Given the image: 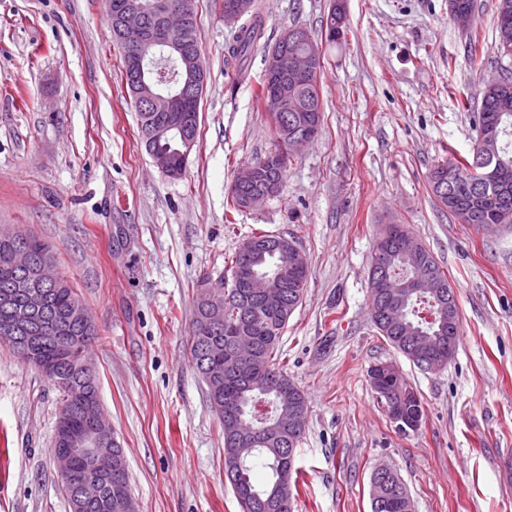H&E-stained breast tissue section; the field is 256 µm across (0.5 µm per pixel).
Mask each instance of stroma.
<instances>
[{
  "label": "stroma",
  "mask_w": 512,
  "mask_h": 512,
  "mask_svg": "<svg viewBox=\"0 0 512 512\" xmlns=\"http://www.w3.org/2000/svg\"><path fill=\"white\" fill-rule=\"evenodd\" d=\"M322 43L323 123L279 192L224 220L246 163L274 151L256 101L264 52L224 64L221 0H195L207 79L185 172L162 173L138 138L102 0H0V229L52 244L95 323L101 406L140 512H240L224 435L190 356L194 286L251 234L295 238L310 275L281 347L308 399L295 512H370L381 464L414 512H512V227L474 229L435 200L429 175L472 155L479 92L512 72L495 0L472 29L448 0H262L264 43L290 27ZM405 225L455 285L454 358L423 371L371 321L368 265L384 225ZM395 361L425 407L398 431L368 371ZM60 393L0 343V512H69L53 459Z\"/></svg>",
  "instance_id": "1"
}]
</instances>
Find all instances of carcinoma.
Segmentation results:
<instances>
[{
  "instance_id": "obj_1",
  "label": "carcinoma",
  "mask_w": 512,
  "mask_h": 512,
  "mask_svg": "<svg viewBox=\"0 0 512 512\" xmlns=\"http://www.w3.org/2000/svg\"><path fill=\"white\" fill-rule=\"evenodd\" d=\"M325 25L324 39L328 43H336L343 35L344 16L340 6H334ZM264 20L257 0H252V10L243 17L239 25L231 31L225 56V64L236 67L243 66L258 48L262 38ZM323 64L313 67L305 76L297 79V88L288 91V107L298 114H308L316 124L313 135H318L322 120V99L319 75ZM257 98L268 112L273 136L276 142L274 155L283 159L280 173H285L290 161L287 143L279 130L280 113L274 111L270 90L266 84L259 83ZM139 132L142 142L148 141L150 133L157 128L160 118L154 112L138 111ZM494 124L497 127V138L494 148V164L500 168L506 184L497 186L481 195L470 194L476 175L471 171L473 159L461 165L457 170L456 182L448 189L455 204H448V198L441 195L434 187L437 171L429 177L431 190L437 200L463 224H512V76L503 77L500 87L485 86L482 91L480 112H478V128ZM271 238L266 231L253 233L235 250L229 261L227 274L217 277L206 276L197 282V293L194 301V317L190 353L193 364H198L199 350L210 344L217 351H224V362L219 377L207 383L210 402L217 412L241 426L248 428L250 439L238 445V453L234 456L224 455V471L231 472L227 476L241 512H264L255 505L264 502L284 501V509H271L269 512H293V487L296 486V475L299 467L296 462V448L303 440L306 428H301L295 442L288 444V432L280 428V422L288 417V400L281 396L270 385L274 376H288L286 354L281 350L280 338L289 318L301 304L304 288H284L280 303L272 306L250 301L240 289L234 287L235 268L248 261L259 273L276 275L288 266V256L280 251L265 246ZM28 247L34 256L45 257L56 262L52 246L30 236ZM14 242L7 236L0 235V293L11 294L9 310L13 311L21 332H27V314L25 311L27 293L41 289L46 297V311L51 320L41 326L36 347V357L42 364L57 361L69 340L73 336L86 337L84 347H89L97 336V332L88 331L80 323H70L60 332L55 322L63 319L71 309L81 303L76 292L64 276L51 285H42L33 279H25L13 265L12 254ZM426 266L437 272L444 269L437 263L429 250H424L419 257H408L403 254L397 244H392L389 251L384 246L376 245L373 249L368 272L370 298L379 304L376 298V282L379 280L396 286L406 282L418 266ZM211 286L219 287L220 296L224 299V328L214 331L206 328L204 323V306L202 303L205 290ZM428 309L434 316L448 315V306H443L433 294L414 296L400 303L397 310L398 323L388 327L381 322L373 321L378 333L398 352L408 358L414 365H420L421 358L413 348L414 341L420 336L448 341V325L438 326L419 316L423 309ZM252 318L249 332L255 338L252 352L246 356L236 353L233 345V329L242 322V317ZM383 398L397 400L404 405L405 413L416 418L422 402H417L409 393L413 387L403 374L382 377ZM61 395V407L77 412L80 407L83 391L74 371L68 369L63 381L53 383ZM256 456L265 460L266 468L272 475L271 482L264 488H257L250 476L248 461ZM395 489L391 484L374 487L370 494L371 512H408L410 501L402 503L393 500ZM115 494L106 489L104 498L87 506L85 512H118L114 508Z\"/></svg>"
}]
</instances>
